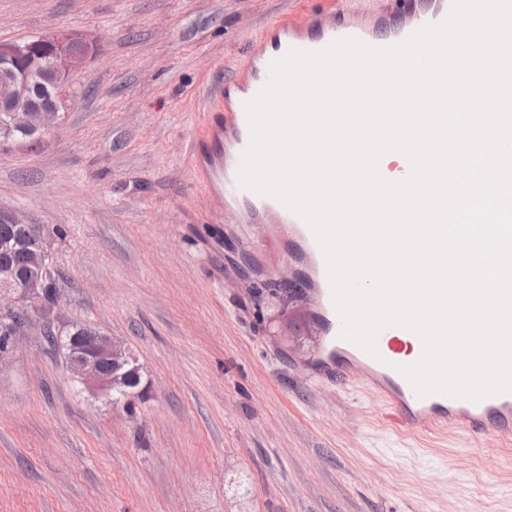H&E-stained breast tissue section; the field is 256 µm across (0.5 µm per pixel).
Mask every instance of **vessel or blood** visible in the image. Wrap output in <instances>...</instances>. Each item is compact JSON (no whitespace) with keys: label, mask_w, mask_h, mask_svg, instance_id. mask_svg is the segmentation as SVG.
<instances>
[{"label":"vessel or blood","mask_w":512,"mask_h":512,"mask_svg":"<svg viewBox=\"0 0 512 512\" xmlns=\"http://www.w3.org/2000/svg\"><path fill=\"white\" fill-rule=\"evenodd\" d=\"M451 3L452 0H388V9L381 14L316 9L298 19L283 16L272 20L262 29L235 75L225 78L215 91L223 101L224 122L218 130L224 141L223 153L204 159V142L198 138L191 148L196 169L207 181L209 196L224 203L225 222L256 224L263 237L277 238L295 271L297 284L312 295L324 347L342 357L340 368L320 371V379L343 384L350 372H357L360 383L381 401L386 418L395 427L461 431L479 440H503L512 436V392L478 401L438 393L421 397L398 370L405 341H412L414 357H421L423 352L421 339L412 337L410 330L399 326L382 329L374 356L343 339L325 258L312 230L277 200L245 189L238 181L242 154L250 137L245 104L267 83L272 62L289 50L317 51L345 37L375 47L394 45L425 25L442 22Z\"/></svg>","instance_id":"vessel-or-blood-1"}]
</instances>
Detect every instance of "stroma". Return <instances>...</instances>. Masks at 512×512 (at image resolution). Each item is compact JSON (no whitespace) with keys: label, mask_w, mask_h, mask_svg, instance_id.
<instances>
[{"label":"stroma","mask_w":512,"mask_h":512,"mask_svg":"<svg viewBox=\"0 0 512 512\" xmlns=\"http://www.w3.org/2000/svg\"><path fill=\"white\" fill-rule=\"evenodd\" d=\"M317 2L0 0V42L102 44L59 124L0 147V207L53 233L45 321L124 342L146 388L126 418L24 327L0 359V512H512V451L401 434L360 384L310 379V298L273 286L258 226L225 224L196 178L209 92Z\"/></svg>","instance_id":"obj_1"}]
</instances>
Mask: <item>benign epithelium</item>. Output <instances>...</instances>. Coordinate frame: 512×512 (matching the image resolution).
<instances>
[{
    "instance_id": "benign-epithelium-1",
    "label": "benign epithelium",
    "mask_w": 512,
    "mask_h": 512,
    "mask_svg": "<svg viewBox=\"0 0 512 512\" xmlns=\"http://www.w3.org/2000/svg\"><path fill=\"white\" fill-rule=\"evenodd\" d=\"M102 52L99 41H89L78 32L49 31L27 42L0 43V111L11 116V124L37 134L57 125L64 101L60 89L87 59ZM41 82L47 88L44 99L35 102L32 90ZM37 243L30 248L28 272L18 275L12 269L0 271V318L36 310L47 277L53 275L49 234L39 224L30 225ZM82 346L70 351L67 368L73 379L96 398L129 417L136 415L133 398L112 400V393L124 386L129 374L140 368L137 357L122 342L94 327ZM112 365V372L102 371V363Z\"/></svg>"
}]
</instances>
